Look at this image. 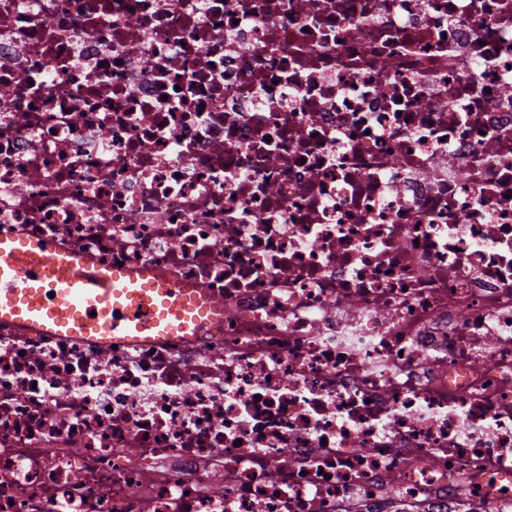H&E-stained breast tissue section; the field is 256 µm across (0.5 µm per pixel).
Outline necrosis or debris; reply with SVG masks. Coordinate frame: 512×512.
<instances>
[{"label":"necrosis or debris","instance_id":"necrosis-or-debris-1","mask_svg":"<svg viewBox=\"0 0 512 512\" xmlns=\"http://www.w3.org/2000/svg\"><path fill=\"white\" fill-rule=\"evenodd\" d=\"M216 330L0 320V512H512V0H0V238Z\"/></svg>","mask_w":512,"mask_h":512}]
</instances>
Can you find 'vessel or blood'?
<instances>
[{"instance_id": "vessel-or-blood-1", "label": "vessel or blood", "mask_w": 512, "mask_h": 512, "mask_svg": "<svg viewBox=\"0 0 512 512\" xmlns=\"http://www.w3.org/2000/svg\"><path fill=\"white\" fill-rule=\"evenodd\" d=\"M216 314L204 288L80 264L47 242L0 240V320L26 330L140 345L197 335Z\"/></svg>"}]
</instances>
